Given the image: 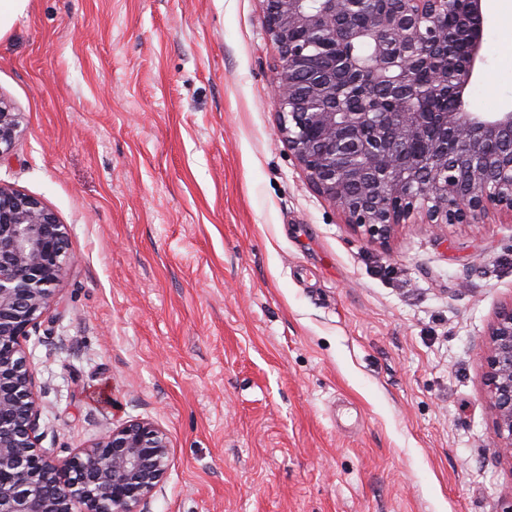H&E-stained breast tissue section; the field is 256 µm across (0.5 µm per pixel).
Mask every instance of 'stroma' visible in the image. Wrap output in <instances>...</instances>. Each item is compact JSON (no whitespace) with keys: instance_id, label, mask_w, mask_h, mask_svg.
Wrapping results in <instances>:
<instances>
[{"instance_id":"1","label":"stroma","mask_w":512,"mask_h":512,"mask_svg":"<svg viewBox=\"0 0 512 512\" xmlns=\"http://www.w3.org/2000/svg\"><path fill=\"white\" fill-rule=\"evenodd\" d=\"M265 7L30 0L0 37V183L76 258L26 344L41 445L151 419L150 512H506L482 352L512 219L355 232L277 131ZM501 34L487 6L472 111L512 106ZM20 113L0 96V157L8 154L20 132Z\"/></svg>"}]
</instances>
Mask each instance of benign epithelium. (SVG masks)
<instances>
[{
  "label": "benign epithelium",
  "instance_id": "benign-epithelium-1",
  "mask_svg": "<svg viewBox=\"0 0 512 512\" xmlns=\"http://www.w3.org/2000/svg\"><path fill=\"white\" fill-rule=\"evenodd\" d=\"M280 53L273 78L279 132L313 189L346 223L384 245L417 214L429 224H471L512 214V110L472 112L465 92L484 63L485 0H265ZM366 15L363 26L355 25ZM455 16L451 28L437 23ZM469 54L455 85L457 108L410 112V73L427 69L442 94L438 59L455 41ZM363 97L344 111L342 89ZM0 97V157L20 132ZM69 230L41 200L0 183V512H146L171 448L148 419L112 426L60 460L39 444L41 406L25 342L57 301L71 257ZM491 444L512 461V302L496 314L485 354Z\"/></svg>",
  "mask_w": 512,
  "mask_h": 512
}]
</instances>
